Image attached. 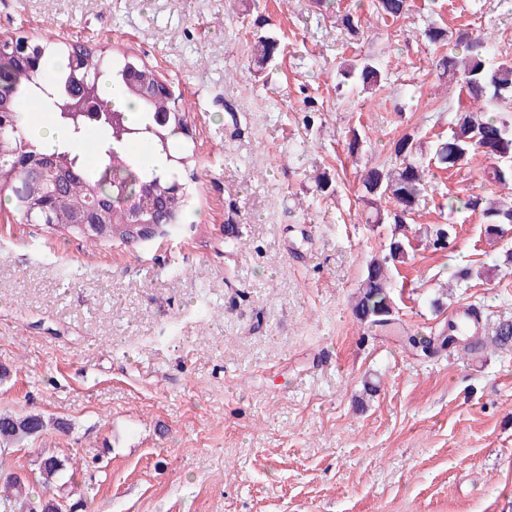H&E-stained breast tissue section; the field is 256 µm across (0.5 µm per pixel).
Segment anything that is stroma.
Segmentation results:
<instances>
[{
    "label": "stroma",
    "instance_id": "35a3bbf8",
    "mask_svg": "<svg viewBox=\"0 0 512 512\" xmlns=\"http://www.w3.org/2000/svg\"><path fill=\"white\" fill-rule=\"evenodd\" d=\"M371 2L0 0V36L153 67L190 104L196 144L189 218L168 237L94 248L0 206V412L52 422L0 472L68 459V512H512V350L426 356L402 339L470 304L487 326L512 320V224L489 235L446 208L450 192L503 194L489 159L435 170L412 229L457 236L399 265V332L351 306L392 231L362 221L363 171L402 134L447 137L456 109L422 30L490 32L512 58V0H412L393 24ZM347 11L361 36L337 24ZM258 33L281 43L261 68ZM356 56L381 90L342 80ZM324 171L338 185L321 196ZM464 267L483 277L454 287Z\"/></svg>",
    "mask_w": 512,
    "mask_h": 512
}]
</instances>
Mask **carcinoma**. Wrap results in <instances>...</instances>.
<instances>
[{
  "label": "carcinoma",
  "mask_w": 512,
  "mask_h": 512,
  "mask_svg": "<svg viewBox=\"0 0 512 512\" xmlns=\"http://www.w3.org/2000/svg\"><path fill=\"white\" fill-rule=\"evenodd\" d=\"M372 6L382 18L396 21L410 11L411 4L410 0H373ZM423 36L437 47L452 43L463 49L461 57L442 55L436 67L448 76V81L460 86L468 100L484 103L492 115L481 117L459 108L450 136L435 142L429 158L423 157L417 137L406 133L393 141L390 162L373 167L364 175V204L368 207L365 223L392 224L394 233L383 258L366 265L353 313L358 321L385 331L399 325L391 297L389 264H402L408 258L411 245L402 229L425 201L427 168L433 165L451 170L468 155L481 152L497 160L489 179L504 186L512 184V61L490 63L493 42L486 36L464 31L454 34L434 24L425 28ZM279 52L276 38H255L253 55L258 65H264ZM55 56L64 58V66L50 73L46 63ZM107 74L135 101L140 120H132L123 109L104 100L100 119L91 123L83 114L81 100L68 96L67 90L79 79L87 94L102 97L101 78ZM342 76L354 79L364 90H373L383 82L382 71L368 58L355 60ZM30 101L52 113L64 133L65 141L50 154L25 135L29 115L23 107ZM92 127L97 131L91 141L96 166L90 170L72 142L86 140ZM191 142L189 113L179 106L163 80L136 59L115 63L89 43L67 45L56 51L48 42L34 43L23 36L0 41V193L10 200L19 223L96 246L112 242L134 245L169 235L185 223L190 205L184 175ZM139 144L165 155L169 161L167 170H151L147 161L133 151ZM46 154L55 160L56 190L43 206L16 196V190L29 183L33 168ZM87 200L102 204L105 213L89 214L87 224L65 223L75 207ZM447 205L451 212H479L490 233L496 232L499 224H512L511 196L470 195L450 199ZM101 218L105 223H97ZM452 234L451 225L438 224L431 232L430 244L436 250H446L452 243ZM405 341L425 354L471 348L452 317L437 334L411 335ZM477 344L481 348L488 344L496 348L512 345V321L498 322L491 337H480ZM46 427L41 414H0V454H8L10 448ZM68 471L66 461L57 456L40 459L39 478L47 490L68 484ZM25 512H64V504L53 496H39L26 503Z\"/></svg>",
  "instance_id": "obj_1"
}]
</instances>
